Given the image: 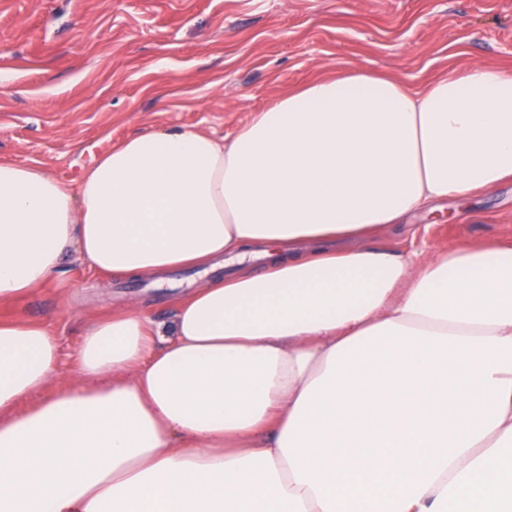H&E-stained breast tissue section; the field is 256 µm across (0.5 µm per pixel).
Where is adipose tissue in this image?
<instances>
[{
    "label": "adipose tissue",
    "mask_w": 512,
    "mask_h": 512,
    "mask_svg": "<svg viewBox=\"0 0 512 512\" xmlns=\"http://www.w3.org/2000/svg\"><path fill=\"white\" fill-rule=\"evenodd\" d=\"M512 177V74L352 68L232 138L123 140L68 186L0 163V303L71 253L160 276L261 255L170 323L0 322V512H512V243L378 240Z\"/></svg>",
    "instance_id": "1"
}]
</instances>
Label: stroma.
<instances>
[{"mask_svg": "<svg viewBox=\"0 0 512 512\" xmlns=\"http://www.w3.org/2000/svg\"><path fill=\"white\" fill-rule=\"evenodd\" d=\"M476 63L512 72V0H0V163L73 186L130 136L188 125L229 137L321 74L361 68L418 88ZM488 238L512 239L511 179L410 214L383 242ZM224 274L106 277L73 256L0 319L48 326L54 382L76 385L88 322L129 308L169 321L178 296Z\"/></svg>", "mask_w": 512, "mask_h": 512, "instance_id": "stroma-1", "label": "stroma"}]
</instances>
